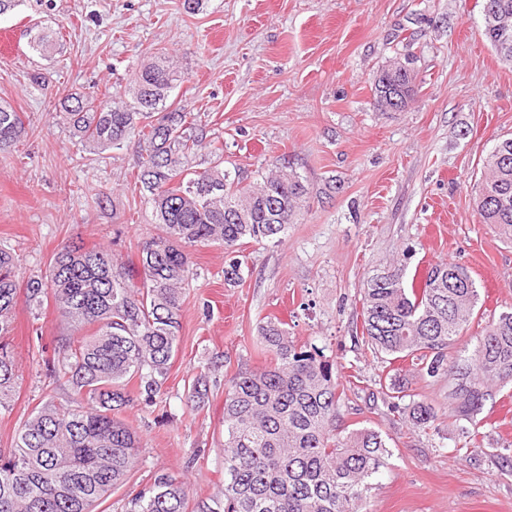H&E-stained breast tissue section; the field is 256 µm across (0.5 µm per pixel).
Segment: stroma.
Returning a JSON list of instances; mask_svg holds the SVG:
<instances>
[{"instance_id":"1","label":"stroma","mask_w":512,"mask_h":512,"mask_svg":"<svg viewBox=\"0 0 512 512\" xmlns=\"http://www.w3.org/2000/svg\"><path fill=\"white\" fill-rule=\"evenodd\" d=\"M181 2L21 0L0 17V101L26 129L0 153V246L17 256L20 280L45 272L65 242L102 243L135 263L158 234L136 143L86 152L55 114L65 94L123 96L161 48L184 76L175 98L223 141L230 177L249 184L289 164L310 190L280 245L240 246L239 281L224 280L223 246L195 250L164 400L124 413L144 464L97 512H123L157 471L184 479L194 504L223 490L224 381L270 364L258 327L274 318L332 363L342 424L385 437L390 453L365 493L372 512H512V384L486 401L474 458L455 448L462 423L447 378L402 363L411 400L440 415L438 430L415 429L369 403L389 365L355 337L364 281L401 256L412 270L460 261L485 316L512 309V245L481 223L471 192L489 150L512 133V66L482 35V0H208L196 15ZM35 22L64 35L53 60L28 46ZM396 58L419 89L404 110L384 112L373 82ZM37 72L45 85L32 83ZM66 331L54 302L37 315L15 307L7 341L19 379L12 411L0 414V450L46 397L70 401L68 383L48 375ZM201 374L211 391L191 409L187 391Z\"/></svg>"}]
</instances>
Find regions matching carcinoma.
<instances>
[{"label":"carcinoma","mask_w":512,"mask_h":512,"mask_svg":"<svg viewBox=\"0 0 512 512\" xmlns=\"http://www.w3.org/2000/svg\"><path fill=\"white\" fill-rule=\"evenodd\" d=\"M484 35L512 64V0H489ZM31 49L50 59L61 33L39 24L28 29ZM183 80L167 53L156 52L124 98L109 89L65 97L57 121L72 138L96 151L138 144L137 182L147 192L153 223L162 234L140 245V268L120 261L111 248L65 244L45 275L29 278L25 303L39 313L47 291L76 335L58 341L61 360L50 369L63 376L73 397L66 405L48 398L19 425L11 448L0 451V512H94L123 486L139 465L140 437L122 412L134 403L161 399L176 354L186 298L194 277L192 250L218 243L231 255L224 280L240 279L234 257L244 239L279 243L308 195L295 170L281 169L243 185L231 181L216 147L214 165L200 168L207 147L200 117L171 100ZM417 76L402 65L383 69L373 92L385 107L387 90L401 111L413 101ZM25 133L20 113L0 103V152ZM474 186L481 223L512 241V136L486 155ZM361 335L389 362L410 359L428 378L448 377V406L472 425L493 388L512 382V310L489 320L471 356L448 349L476 317L478 289L470 269L454 260L407 275L396 259L369 275L360 291ZM18 303L17 264L0 248V336L9 332ZM272 363L240 371L224 383L223 498L199 512H369L368 479L388 454L381 434L356 427L336 436L340 394L333 365L316 350L294 343L278 320L259 326ZM17 375L8 344L0 342V412L10 410ZM207 377H196L189 401L208 398ZM406 383L393 374L368 393L415 428L438 430L437 408L404 403ZM188 485L167 472L125 504L126 512H186Z\"/></svg>","instance_id":"1"}]
</instances>
